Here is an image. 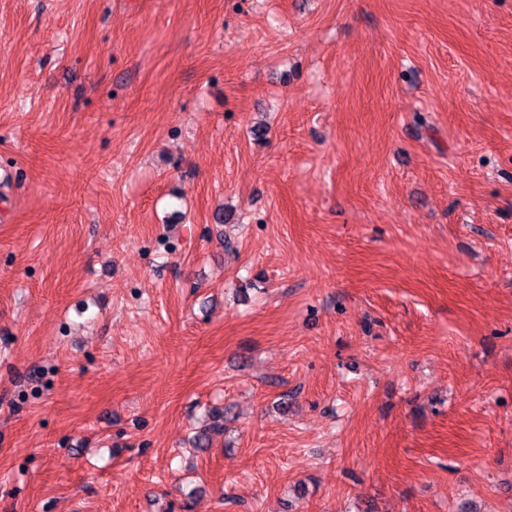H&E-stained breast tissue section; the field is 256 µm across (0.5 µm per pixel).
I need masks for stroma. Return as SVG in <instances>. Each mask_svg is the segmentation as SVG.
Segmentation results:
<instances>
[{
	"label": "stroma",
	"instance_id": "1",
	"mask_svg": "<svg viewBox=\"0 0 512 512\" xmlns=\"http://www.w3.org/2000/svg\"><path fill=\"white\" fill-rule=\"evenodd\" d=\"M1 167L0 512H512V0H0Z\"/></svg>",
	"mask_w": 512,
	"mask_h": 512
}]
</instances>
